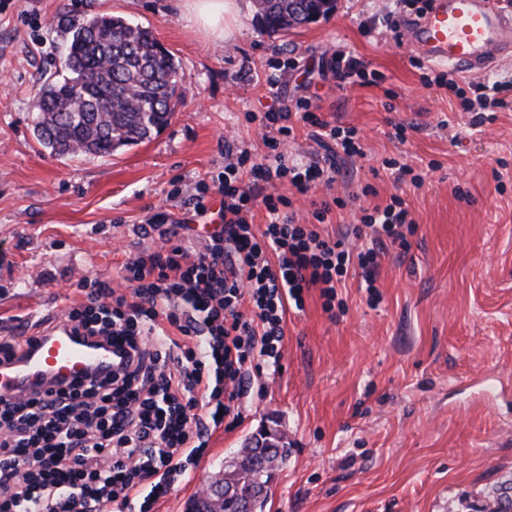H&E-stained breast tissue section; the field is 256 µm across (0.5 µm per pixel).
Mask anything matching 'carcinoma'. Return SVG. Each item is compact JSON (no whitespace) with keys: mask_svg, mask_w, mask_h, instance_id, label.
<instances>
[{"mask_svg":"<svg viewBox=\"0 0 512 512\" xmlns=\"http://www.w3.org/2000/svg\"><path fill=\"white\" fill-rule=\"evenodd\" d=\"M269 33L300 26L308 14L333 12L336 0H257ZM178 67L151 30L122 16L86 14L70 21L60 79L46 80L34 102L39 142L58 155L105 157L144 143L167 125L180 98ZM225 512L264 492L265 470L239 463Z\"/></svg>","mask_w":512,"mask_h":512,"instance_id":"1","label":"carcinoma"}]
</instances>
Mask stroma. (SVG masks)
Wrapping results in <instances>:
<instances>
[{
	"label": "stroma",
	"mask_w": 512,
	"mask_h": 512,
	"mask_svg": "<svg viewBox=\"0 0 512 512\" xmlns=\"http://www.w3.org/2000/svg\"><path fill=\"white\" fill-rule=\"evenodd\" d=\"M234 34L189 28L179 0H0V336H28L78 302L85 277L113 280L148 240L154 213L182 217L224 147L266 152L257 122L311 97L328 122L359 131L365 155L340 163L345 200L328 232L400 196L418 229L382 259L378 301L357 274L324 310L310 289L285 319L282 367L236 428L213 434L190 482L153 512H188L204 481L233 470L262 430L290 453L262 512H486L512 498V112L474 124L448 89L425 87L417 53L377 27L414 16L403 0H337L330 15L268 33L256 0H240ZM87 13L148 27L179 65L168 125L108 157L58 156L34 134L33 100L61 64L65 19ZM385 79L338 88L339 49ZM286 74L274 88L271 67ZM404 125L397 137L396 125ZM407 164L422 186L396 181ZM376 195L359 197L365 184Z\"/></svg>",
	"instance_id": "stroma-1"
}]
</instances>
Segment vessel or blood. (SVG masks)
<instances>
[{
	"instance_id": "obj_1",
	"label": "vessel or blood",
	"mask_w": 512,
	"mask_h": 512,
	"mask_svg": "<svg viewBox=\"0 0 512 512\" xmlns=\"http://www.w3.org/2000/svg\"><path fill=\"white\" fill-rule=\"evenodd\" d=\"M405 30L423 61L482 74L512 53V0H431ZM111 358L109 347L80 342L63 328L42 331L30 354L0 367V395L80 378Z\"/></svg>"
}]
</instances>
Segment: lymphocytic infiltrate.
I'll return each instance as SVG.
<instances>
[{
    "instance_id": "f902f5d3",
    "label": "lymphocytic infiltrate",
    "mask_w": 512,
    "mask_h": 512,
    "mask_svg": "<svg viewBox=\"0 0 512 512\" xmlns=\"http://www.w3.org/2000/svg\"><path fill=\"white\" fill-rule=\"evenodd\" d=\"M423 83L450 90L464 112L512 111L511 78L463 87L440 71ZM297 121L322 149L305 163L282 149ZM261 126L263 159L225 149L223 171L190 198L202 217L210 192L222 197V223L198 247L182 242L187 222L157 213L141 227L151 245L121 268L122 289L97 277L79 282L82 298L61 318L74 335L110 343L111 362L22 399L0 396V512H149L279 371L288 307L303 309L316 288L333 311L354 268L378 299L385 250H407L418 228L403 199L365 210L335 235L319 230L342 201L315 190L333 186L339 157L362 156L357 128L330 125L307 99L292 112H265ZM284 179L309 198L310 220L274 194Z\"/></svg>"
}]
</instances>
